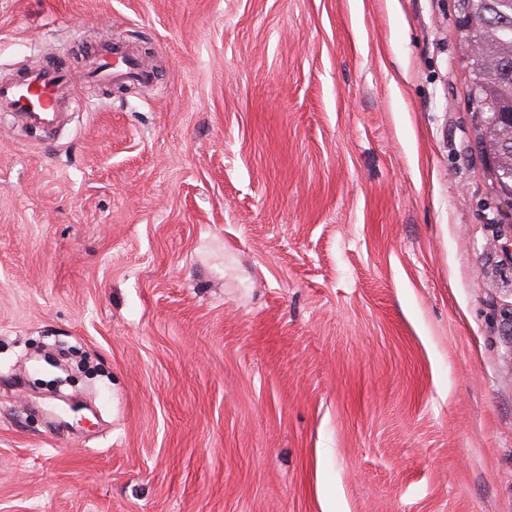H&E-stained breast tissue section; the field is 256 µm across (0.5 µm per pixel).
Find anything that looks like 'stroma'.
Listing matches in <instances>:
<instances>
[{"label":"stroma","instance_id":"obj_1","mask_svg":"<svg viewBox=\"0 0 512 512\" xmlns=\"http://www.w3.org/2000/svg\"><path fill=\"white\" fill-rule=\"evenodd\" d=\"M457 0H0V512H512V220ZM127 45L148 86L88 83ZM57 342L82 417L10 378ZM69 71L54 60L5 83L0 81V112L10 113L32 126L55 124L65 98L79 105L69 85Z\"/></svg>","mask_w":512,"mask_h":512}]
</instances>
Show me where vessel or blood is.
Wrapping results in <instances>:
<instances>
[{"label":"vessel or blood","instance_id":"b4317fda","mask_svg":"<svg viewBox=\"0 0 512 512\" xmlns=\"http://www.w3.org/2000/svg\"><path fill=\"white\" fill-rule=\"evenodd\" d=\"M95 75L105 82L139 84L152 82V72L141 69L132 57L103 54L98 59ZM69 71L60 63L48 60L35 70L5 83L0 81V112L9 113L32 126L55 124L64 99L73 98Z\"/></svg>","mask_w":512,"mask_h":512}]
</instances>
